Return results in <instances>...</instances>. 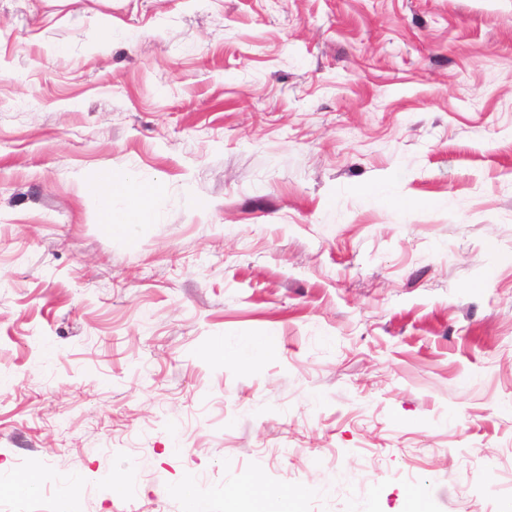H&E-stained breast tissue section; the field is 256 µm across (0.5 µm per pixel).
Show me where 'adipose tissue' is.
<instances>
[{"instance_id":"1","label":"adipose tissue","mask_w":512,"mask_h":512,"mask_svg":"<svg viewBox=\"0 0 512 512\" xmlns=\"http://www.w3.org/2000/svg\"><path fill=\"white\" fill-rule=\"evenodd\" d=\"M92 188L103 201L98 222L107 230H125L127 225L139 223L150 214V190L128 176L102 172L93 181ZM116 197L124 200L123 211L113 210L112 200ZM222 498L231 507L249 503L250 512H298L301 495L290 491L272 494L251 482L225 487Z\"/></svg>"}]
</instances>
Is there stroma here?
<instances>
[{"label":"stroma","instance_id":"35a3bbf8","mask_svg":"<svg viewBox=\"0 0 512 512\" xmlns=\"http://www.w3.org/2000/svg\"><path fill=\"white\" fill-rule=\"evenodd\" d=\"M102 171L149 222L97 223ZM32 470L79 512H504L512 0H0V481ZM259 351V345L256 340L252 337L245 338L241 344V346L233 351H229L224 345V340L219 339L214 344V352L217 355L225 356V357H233L239 361H253L256 358V355ZM222 499L229 507L242 502L251 506L250 512H298L302 494L297 492H279L271 494L257 483H241L222 489Z\"/></svg>","mask_w":512,"mask_h":512}]
</instances>
